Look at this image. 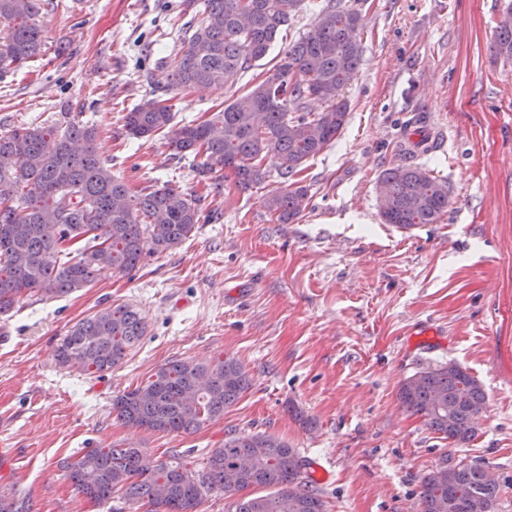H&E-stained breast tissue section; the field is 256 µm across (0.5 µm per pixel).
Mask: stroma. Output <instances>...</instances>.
I'll use <instances>...</instances> for the list:
<instances>
[{"mask_svg": "<svg viewBox=\"0 0 512 512\" xmlns=\"http://www.w3.org/2000/svg\"><path fill=\"white\" fill-rule=\"evenodd\" d=\"M512 0H343L363 16L364 52L343 89L336 141L299 175L310 205L279 223L253 188L201 179L156 135L133 140L123 107L150 98L155 62L176 54L170 20L181 0H81L43 8L47 50L0 77V134L71 120L132 194L170 184L209 214L178 246L131 274L101 273L78 292L25 296L0 316V440L14 444L0 490L33 512H107L79 495L68 464L92 448L134 444L150 460L199 464L234 432L274 435L329 462L317 490L326 512H419L423 476L442 459L496 475L499 512H512V59L492 45ZM329 0H306L273 49L233 87L168 92L176 120H203L267 76L288 43L312 31ZM443 129L419 166L448 183V213L411 230L383 223L377 179L404 163L405 134ZM120 303L147 334L112 374L61 368L67 331ZM236 358L251 387L221 419L189 435L122 424L115 395L176 359ZM452 362L482 384L477 436L458 445L400 405L420 367Z\"/></svg>", "mask_w": 512, "mask_h": 512, "instance_id": "obj_1", "label": "stroma"}]
</instances>
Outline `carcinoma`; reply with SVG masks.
I'll list each match as a JSON object with an SVG mask.
<instances>
[{"label": "carcinoma", "mask_w": 512, "mask_h": 512, "mask_svg": "<svg viewBox=\"0 0 512 512\" xmlns=\"http://www.w3.org/2000/svg\"><path fill=\"white\" fill-rule=\"evenodd\" d=\"M200 25L176 24L182 48L161 66L162 89L232 87L262 59L304 0H204ZM40 0H0V76L16 71L44 47L37 24ZM361 13L335 0L317 14L313 30L288 44L272 73L238 95L212 118L174 124L166 101L143 99L122 116L127 135L164 133L174 156L205 157L201 169L234 175L247 188L264 178L271 158L281 188L266 199L277 221L288 224L309 205L308 189L294 180L306 161L333 143L348 118L341 98L363 47ZM493 49L512 59V25L498 26ZM317 98L325 108L307 110ZM93 126L17 127L0 136V315L29 293L62 297L90 284L103 269L135 270L147 255L163 253L212 219L168 184L138 195L112 175L96 151ZM380 214L408 228L438 224L448 211V183L412 164L385 170L378 181ZM146 335L138 312L116 305L74 325L55 350L57 363L101 376L120 366ZM404 380L398 399L409 413L456 444L478 433L486 393L458 367L429 365ZM242 364L230 356L209 363L172 360L148 380L117 394L112 412L123 424L153 432L191 434L224 416L250 388ZM306 460L270 434L241 433L212 448L200 467L180 457L155 463L144 448H92L69 478L78 494L107 504L118 493L131 512H198L205 495L234 498V512H325L306 476ZM268 490L264 495L255 490ZM500 485L482 483L481 465L443 464L421 482V512H487ZM0 512H32L29 501L0 493Z\"/></svg>", "instance_id": "cac0c4a2"}]
</instances>
